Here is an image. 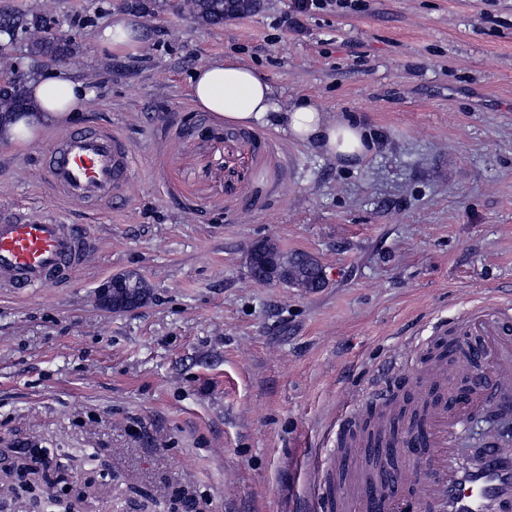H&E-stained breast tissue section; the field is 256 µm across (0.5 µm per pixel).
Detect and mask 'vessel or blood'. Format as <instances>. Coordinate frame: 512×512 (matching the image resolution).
<instances>
[{
  "label": "vessel or blood",
  "mask_w": 512,
  "mask_h": 512,
  "mask_svg": "<svg viewBox=\"0 0 512 512\" xmlns=\"http://www.w3.org/2000/svg\"><path fill=\"white\" fill-rule=\"evenodd\" d=\"M132 154L123 138L98 125L59 135L41 161L44 182L62 199L107 203L119 197L131 171ZM94 244L69 225L39 218L0 219V289L21 296L53 281L64 283L71 267L81 265ZM470 358L495 367V378L450 384L432 412L415 424V449L403 456L404 470L422 484L433 512H512V448L486 440L480 459L460 461L459 439L468 412L512 404L500 402L512 388V311L494 300L473 305L451 324ZM363 449L338 456V466L357 475L356 485L341 482L309 499L304 512H405L413 501L407 491L392 492L394 469L364 474Z\"/></svg>",
  "instance_id": "vessel-or-blood-1"
}]
</instances>
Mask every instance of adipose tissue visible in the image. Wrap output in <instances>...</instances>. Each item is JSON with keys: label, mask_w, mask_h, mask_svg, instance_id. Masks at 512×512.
Instances as JSON below:
<instances>
[{"label": "adipose tissue", "mask_w": 512, "mask_h": 512, "mask_svg": "<svg viewBox=\"0 0 512 512\" xmlns=\"http://www.w3.org/2000/svg\"><path fill=\"white\" fill-rule=\"evenodd\" d=\"M98 48L108 54H137L141 42L134 20L112 15L94 32ZM190 96L199 111L229 125H275L300 145L336 162L342 168L363 165L378 150V141L363 115L324 112L303 98L281 108L265 76L235 59L217 60L196 67L190 79ZM92 87L63 67L43 70L26 86L30 109L20 119L0 122V143L25 148L46 133L70 125L93 96Z\"/></svg>", "instance_id": "adipose-tissue-1"}]
</instances>
